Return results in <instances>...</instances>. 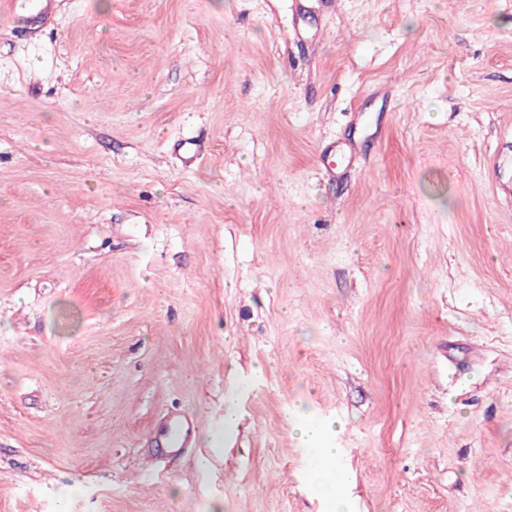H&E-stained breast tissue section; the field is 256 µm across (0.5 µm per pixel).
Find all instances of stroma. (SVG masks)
Here are the masks:
<instances>
[{
    "label": "stroma",
    "instance_id": "stroma-1",
    "mask_svg": "<svg viewBox=\"0 0 512 512\" xmlns=\"http://www.w3.org/2000/svg\"><path fill=\"white\" fill-rule=\"evenodd\" d=\"M497 180L512 0L0 15V512H512ZM291 424L300 444L313 452L315 464L310 469L311 481L320 490L321 495L332 503L333 512H346L344 501L338 492L335 470L332 468L339 458V448H319L316 443L320 429L295 418H292Z\"/></svg>",
    "mask_w": 512,
    "mask_h": 512
}]
</instances>
